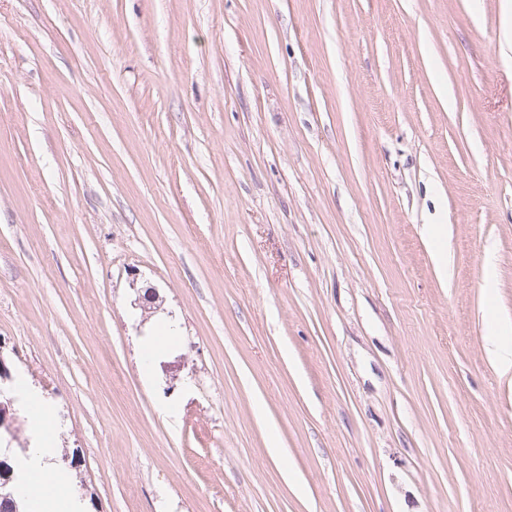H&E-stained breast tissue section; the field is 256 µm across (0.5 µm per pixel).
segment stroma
<instances>
[{
    "mask_svg": "<svg viewBox=\"0 0 512 512\" xmlns=\"http://www.w3.org/2000/svg\"><path fill=\"white\" fill-rule=\"evenodd\" d=\"M511 17L0 0V342L100 512H512Z\"/></svg>",
    "mask_w": 512,
    "mask_h": 512,
    "instance_id": "1",
    "label": "stroma"
}]
</instances>
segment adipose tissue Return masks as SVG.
Listing matches in <instances>:
<instances>
[{"mask_svg": "<svg viewBox=\"0 0 512 512\" xmlns=\"http://www.w3.org/2000/svg\"><path fill=\"white\" fill-rule=\"evenodd\" d=\"M11 395L26 411L30 429L29 446L16 460V498L27 506L28 512H83L81 495L56 462L54 433L58 425L52 406L22 375Z\"/></svg>", "mask_w": 512, "mask_h": 512, "instance_id": "1", "label": "adipose tissue"}]
</instances>
